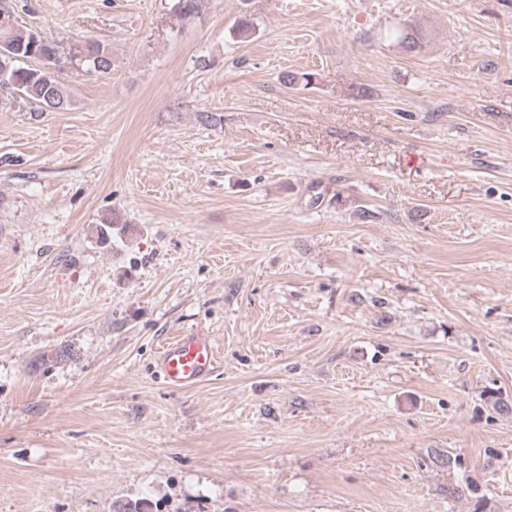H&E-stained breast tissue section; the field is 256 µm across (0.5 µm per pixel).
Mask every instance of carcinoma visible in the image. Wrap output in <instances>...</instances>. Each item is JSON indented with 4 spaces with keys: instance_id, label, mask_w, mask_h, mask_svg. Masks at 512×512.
Returning <instances> with one entry per match:
<instances>
[{
    "instance_id": "cac0c4a2",
    "label": "carcinoma",
    "mask_w": 512,
    "mask_h": 512,
    "mask_svg": "<svg viewBox=\"0 0 512 512\" xmlns=\"http://www.w3.org/2000/svg\"><path fill=\"white\" fill-rule=\"evenodd\" d=\"M399 43L408 52L421 45V32L413 24L399 34ZM59 48L22 25L0 29V88L20 92L26 102L41 111L65 112L72 100L61 78ZM88 73L107 76L112 73V53L97 41H87L78 58Z\"/></svg>"
}]
</instances>
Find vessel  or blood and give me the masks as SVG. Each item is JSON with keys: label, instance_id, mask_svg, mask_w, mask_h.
<instances>
[{"label": "vessel or blood", "instance_id": "b4317fda", "mask_svg": "<svg viewBox=\"0 0 512 512\" xmlns=\"http://www.w3.org/2000/svg\"><path fill=\"white\" fill-rule=\"evenodd\" d=\"M215 365V349L211 337L190 333L166 345L160 352L157 368L171 387H191L204 381Z\"/></svg>", "mask_w": 512, "mask_h": 512}]
</instances>
